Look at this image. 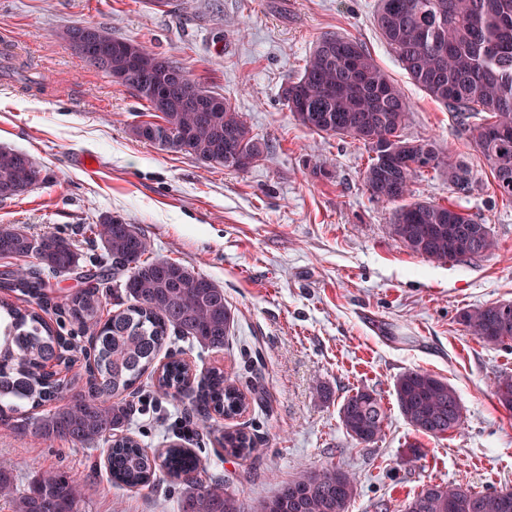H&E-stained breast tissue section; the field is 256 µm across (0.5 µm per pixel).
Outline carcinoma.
<instances>
[{
  "instance_id": "obj_1",
  "label": "carcinoma",
  "mask_w": 512,
  "mask_h": 512,
  "mask_svg": "<svg viewBox=\"0 0 512 512\" xmlns=\"http://www.w3.org/2000/svg\"><path fill=\"white\" fill-rule=\"evenodd\" d=\"M373 20L413 83L448 107L467 129L489 163L497 190L512 200V0H378ZM96 29L107 42L133 46L134 57L114 56L110 64L88 55L85 60L108 73L127 71L123 85L145 102L149 116L160 119L175 141L167 147L157 143L151 121L132 128L136 138L236 170L268 151V143L253 135L228 99L216 108L200 104L218 93L192 79L181 62L116 37L107 27ZM155 84L168 90L163 109L150 94ZM283 97L301 126L367 147L372 156L363 183L377 200L402 202L417 173L440 165L434 143L402 137L408 116L404 94L355 39L332 35L318 40ZM408 144L411 152L401 150ZM43 180L41 166L29 154L0 146V200L19 197ZM448 184L455 194H469L468 165L448 160ZM88 230L99 238L102 253L96 257V270L84 277L97 285L63 303L93 341V359L75 373L81 387L67 403L35 413L64 392L46 371L58 354L60 332L37 308L1 297L0 426L89 448L107 441L112 480L130 489H152L157 471L164 470L185 486L178 512H244L240 498L224 491V480L213 478L190 449L172 444L163 455L151 457L135 438L119 435L134 412L146 374L156 375L159 399L188 400L196 425L206 430L214 417L233 418L251 402L264 400L257 388L246 393L219 369L197 378L180 359L154 368L172 336L224 349L234 322L224 287L180 262L152 256L150 240L123 218L104 215ZM387 230L412 253L440 264L464 262L494 246L489 225L450 205L428 201L402 203ZM30 257L36 268L4 275L41 308L49 301L50 279L79 270L81 254L66 237L35 238L18 226L1 224L0 258ZM111 275L124 277L119 287L130 303L104 319L99 285ZM459 321L489 347L512 342V302L465 310ZM394 395L401 415L421 434L440 437L463 423L456 390L428 371L402 373ZM494 396L504 408H512V375L497 378ZM339 418L352 440L368 446L382 433L386 411L381 396L363 387L343 401ZM222 444L224 451L246 460L257 451L258 441L235 429L224 432ZM356 495V479L349 472L334 466L311 469L257 501L252 512H349ZM0 497L9 502L11 512H80L83 501L81 484L51 469L20 489L3 461ZM403 512H512V487L474 491L459 484L427 485L405 503Z\"/></svg>"
}]
</instances>
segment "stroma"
Listing matches in <instances>:
<instances>
[{
	"mask_svg": "<svg viewBox=\"0 0 512 512\" xmlns=\"http://www.w3.org/2000/svg\"><path fill=\"white\" fill-rule=\"evenodd\" d=\"M377 0H0V146L32 155L45 179L0 200V224L29 235L71 238L84 257L100 254L84 225L112 214L135 224L153 254L224 288L235 321L224 350L174 337L159 362L176 354L191 372L218 368L239 387L258 383L263 403L218 431L186 432L184 404L158 400L152 387L129 427L149 455L176 443L190 448L245 506L274 495L304 469L337 466L353 474L349 512H402L425 485L476 491L512 487V410L493 394L512 374V344L490 348L459 322L463 310L512 302V202L495 191L482 155L453 113L418 88L373 23ZM108 27L183 62L209 90L230 99L267 139V155L243 170L208 166L184 152L137 140L143 119L133 91L88 66L61 40L76 25ZM335 34L362 42L404 92V138L434 142L464 161L472 193L456 197L448 167L415 176L411 200L457 206L485 221L494 248L468 262L438 264L390 238L393 204L363 184L365 147L307 130L283 99L316 41ZM326 165L329 174L313 175ZM86 281L53 279L46 319L80 348L90 338L57 305ZM424 369L445 378L464 422L440 437L417 433L400 414L397 377ZM367 387L388 420L380 438L357 445L343 428L344 399ZM258 437L241 460L219 443L225 428ZM418 445V457L408 454ZM107 443L91 448L37 439L0 427V458L17 487L53 468L83 485L81 512H174L184 488L161 476L154 489L112 483Z\"/></svg>",
	"mask_w": 512,
	"mask_h": 512,
	"instance_id": "35a3bbf8",
	"label": "stroma"
}]
</instances>
